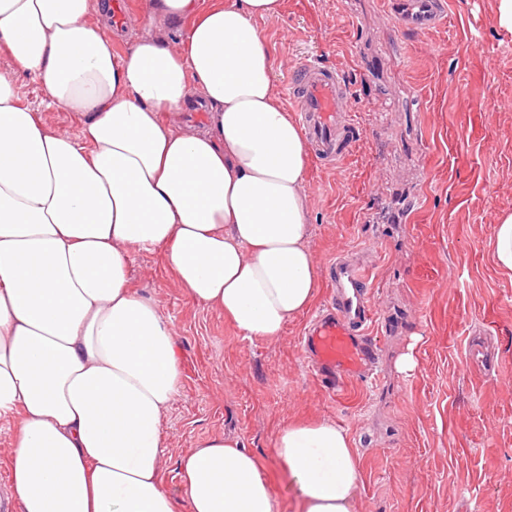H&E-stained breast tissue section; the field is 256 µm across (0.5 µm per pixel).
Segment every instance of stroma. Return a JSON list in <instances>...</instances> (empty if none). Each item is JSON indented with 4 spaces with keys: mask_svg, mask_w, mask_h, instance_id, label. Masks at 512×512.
<instances>
[{
    "mask_svg": "<svg viewBox=\"0 0 512 512\" xmlns=\"http://www.w3.org/2000/svg\"><path fill=\"white\" fill-rule=\"evenodd\" d=\"M449 22L401 31L386 0H285L259 22L277 81L305 59L341 67L364 138L344 168L309 163V247L326 277L337 253L371 263L380 376L338 393L306 367L290 321L250 340L190 298L161 251H134L130 287L176 331L178 393L163 422V486L181 497L179 461L196 442L238 438L262 464L280 512L296 483L276 459L295 419L335 422L362 471L356 512H512V280L490 256L498 213L512 211V33L494 0H446ZM0 73L47 127L78 135L83 119L47 106L41 83L0 51ZM494 97L482 112L470 99ZM490 360L475 366L472 346ZM414 348L410 375L396 364Z\"/></svg>",
    "mask_w": 512,
    "mask_h": 512,
    "instance_id": "1",
    "label": "stroma"
}]
</instances>
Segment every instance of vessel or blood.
Instances as JSON below:
<instances>
[{"instance_id":"1","label":"vessel or blood","mask_w":512,"mask_h":512,"mask_svg":"<svg viewBox=\"0 0 512 512\" xmlns=\"http://www.w3.org/2000/svg\"><path fill=\"white\" fill-rule=\"evenodd\" d=\"M388 12L398 28L415 34L446 21L443 0H390ZM288 96L317 163L333 168L354 154L363 130L340 70L302 61L290 74ZM328 283V305L302 338L312 374L331 389L354 377L378 378L377 346L368 337L377 322L368 266L337 255L328 267Z\"/></svg>"}]
</instances>
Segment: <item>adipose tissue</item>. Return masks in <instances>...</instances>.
I'll return each instance as SVG.
<instances>
[{"instance_id": "adipose-tissue-1", "label": "adipose tissue", "mask_w": 512, "mask_h": 512, "mask_svg": "<svg viewBox=\"0 0 512 512\" xmlns=\"http://www.w3.org/2000/svg\"><path fill=\"white\" fill-rule=\"evenodd\" d=\"M283 9L149 0L121 52L109 0H0V49L86 117L79 136L50 130L0 74V422L15 427L0 467L20 512H278L234 438L182 456V499L164 489L177 344L127 269L133 250L164 251L188 295L248 339H279L314 302L307 147L257 27ZM195 99L199 128L181 120ZM275 449L298 512H355L345 429L291 421Z\"/></svg>"}]
</instances>
